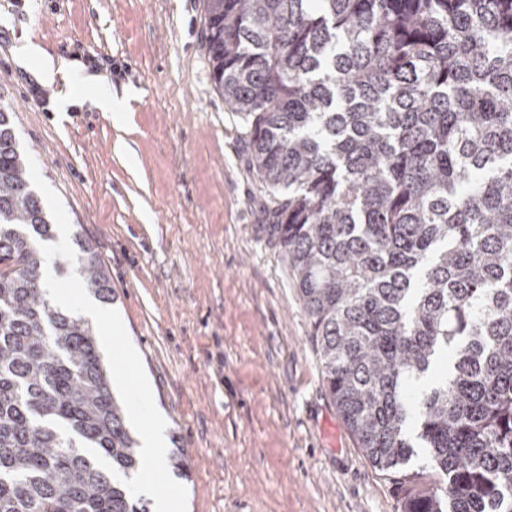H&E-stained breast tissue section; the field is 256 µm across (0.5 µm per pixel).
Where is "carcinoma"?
I'll use <instances>...</instances> for the list:
<instances>
[{"mask_svg":"<svg viewBox=\"0 0 512 512\" xmlns=\"http://www.w3.org/2000/svg\"><path fill=\"white\" fill-rule=\"evenodd\" d=\"M205 26L365 458L397 474L425 451L400 512H512V0H205ZM54 237L0 109V512H148L85 450L139 466L95 328L45 290Z\"/></svg>","mask_w":512,"mask_h":512,"instance_id":"1","label":"carcinoma"}]
</instances>
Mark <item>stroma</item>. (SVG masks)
<instances>
[{
    "label": "stroma",
    "mask_w": 512,
    "mask_h": 512,
    "mask_svg": "<svg viewBox=\"0 0 512 512\" xmlns=\"http://www.w3.org/2000/svg\"><path fill=\"white\" fill-rule=\"evenodd\" d=\"M204 29V0H0V106L105 269L167 450L189 459L187 512H399L326 390ZM28 40L66 80L19 64ZM87 74L126 93L123 121ZM83 82L95 89V99L92 100L100 111L113 112V118L116 120L122 119L121 112H114L120 105L122 100L118 99L112 94V86L101 77L87 76L82 79Z\"/></svg>",
    "instance_id": "35a3bbf8"
}]
</instances>
